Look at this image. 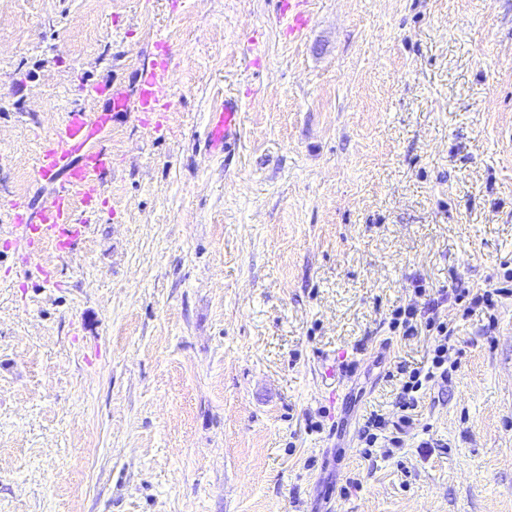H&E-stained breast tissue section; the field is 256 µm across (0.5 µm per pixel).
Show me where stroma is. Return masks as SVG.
<instances>
[{
    "label": "stroma",
    "mask_w": 512,
    "mask_h": 512,
    "mask_svg": "<svg viewBox=\"0 0 512 512\" xmlns=\"http://www.w3.org/2000/svg\"><path fill=\"white\" fill-rule=\"evenodd\" d=\"M281 2L0 0V512H512V294L445 300L458 369L403 448L360 440L430 364L390 327L414 286L512 270V0H308L295 40ZM73 110L112 166L27 263ZM170 66L169 53L154 60L146 69L140 80L139 103L140 111L160 112L167 107V89L165 82ZM239 106L236 101L225 100L224 111L216 114L210 125L209 142L212 147L224 151L230 145L238 127Z\"/></svg>",
    "instance_id": "stroma-1"
}]
</instances>
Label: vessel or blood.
<instances>
[{"label": "vessel or blood", "instance_id": "b4317fda", "mask_svg": "<svg viewBox=\"0 0 512 512\" xmlns=\"http://www.w3.org/2000/svg\"><path fill=\"white\" fill-rule=\"evenodd\" d=\"M305 0H285L289 35L299 34L307 25L303 10ZM170 66L169 56H161L146 69L140 80L139 103L144 112H158L167 105L165 82ZM239 106L226 100L223 112L217 113L210 125L209 142L212 147L225 149L238 127ZM93 127L85 113H69L56 129L53 139L39 153L34 174L36 178L53 177L59 170H67L68 185L43 206L39 221L25 224L21 238L24 258L34 257L44 241H53L57 250L70 252L81 236L80 225L72 221L73 190L92 191L96 178L112 164L108 153L90 148Z\"/></svg>", "mask_w": 512, "mask_h": 512}]
</instances>
